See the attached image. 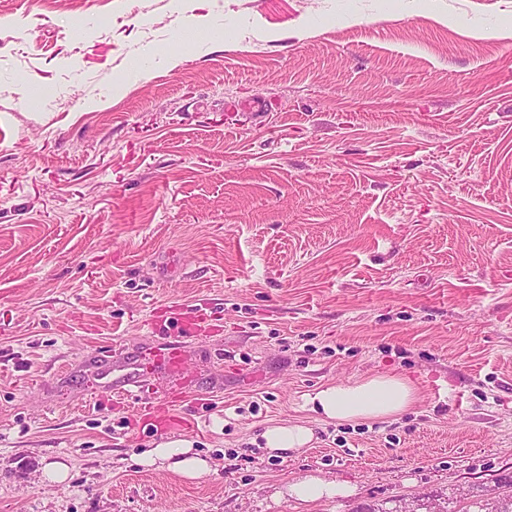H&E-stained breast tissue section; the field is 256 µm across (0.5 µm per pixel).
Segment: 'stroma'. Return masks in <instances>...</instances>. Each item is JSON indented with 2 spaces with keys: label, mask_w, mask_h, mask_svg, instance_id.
I'll use <instances>...</instances> for the list:
<instances>
[{
  "label": "stroma",
  "mask_w": 512,
  "mask_h": 512,
  "mask_svg": "<svg viewBox=\"0 0 512 512\" xmlns=\"http://www.w3.org/2000/svg\"><path fill=\"white\" fill-rule=\"evenodd\" d=\"M385 373L397 418L304 407ZM291 421L314 441L268 455ZM183 441L209 473L140 461ZM308 474L352 492L288 497ZM504 475L512 0H0V512H394ZM192 320L193 319L191 317H185L178 327L177 334L175 336L165 337L164 339H166V341L161 343L162 347L158 349V357L165 361L171 368L179 366L182 358V339L189 337L185 334L190 333Z\"/></svg>",
  "instance_id": "1"
}]
</instances>
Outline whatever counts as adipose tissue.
I'll use <instances>...</instances> for the list:
<instances>
[{"label":"adipose tissue","mask_w":512,"mask_h":512,"mask_svg":"<svg viewBox=\"0 0 512 512\" xmlns=\"http://www.w3.org/2000/svg\"><path fill=\"white\" fill-rule=\"evenodd\" d=\"M414 399V388L405 378L393 374L376 375L364 380L339 382L307 395L306 404L316 414L336 421L373 420L403 412ZM262 437L267 452L282 455L309 445L313 430L300 424L267 427ZM147 464L161 463L188 478L208 471V463L192 454L186 443H167L150 451Z\"/></svg>","instance_id":"obj_1"}]
</instances>
